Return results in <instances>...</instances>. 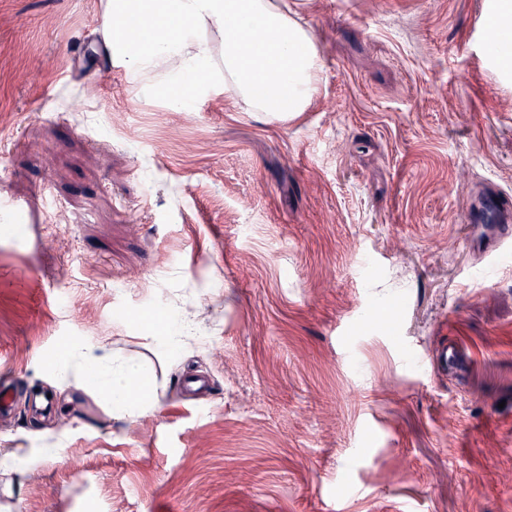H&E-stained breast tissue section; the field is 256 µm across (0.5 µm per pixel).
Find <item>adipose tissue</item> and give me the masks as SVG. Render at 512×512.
Returning a JSON list of instances; mask_svg holds the SVG:
<instances>
[{
	"instance_id": "obj_1",
	"label": "adipose tissue",
	"mask_w": 512,
	"mask_h": 512,
	"mask_svg": "<svg viewBox=\"0 0 512 512\" xmlns=\"http://www.w3.org/2000/svg\"><path fill=\"white\" fill-rule=\"evenodd\" d=\"M490 22L504 34L488 52L499 71L512 72V0H490ZM106 35L130 82L148 87L174 110L215 85L245 112L290 119L307 111L323 61L310 32L285 0H107ZM139 26L124 27L128 17ZM60 371L86 373L117 416L155 407L154 380L136 361L84 342L55 360Z\"/></svg>"
}]
</instances>
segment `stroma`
<instances>
[{"label":"stroma","instance_id":"1","mask_svg":"<svg viewBox=\"0 0 512 512\" xmlns=\"http://www.w3.org/2000/svg\"><path fill=\"white\" fill-rule=\"evenodd\" d=\"M105 4L0 0V512H512V246L474 256L458 190L512 193L486 0H288L324 69L287 121L144 92ZM86 341L156 408L51 367ZM184 327L182 323L174 316H169L167 330L163 336H152L154 346L163 356H173V353L179 349L183 335Z\"/></svg>","mask_w":512,"mask_h":512}]
</instances>
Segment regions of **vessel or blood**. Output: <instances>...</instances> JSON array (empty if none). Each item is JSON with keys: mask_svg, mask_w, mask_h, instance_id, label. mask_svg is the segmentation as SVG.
Segmentation results:
<instances>
[{"mask_svg": "<svg viewBox=\"0 0 512 512\" xmlns=\"http://www.w3.org/2000/svg\"><path fill=\"white\" fill-rule=\"evenodd\" d=\"M470 227L468 245L475 252L496 253L512 244V195L488 186L482 189L476 204L464 213Z\"/></svg>", "mask_w": 512, "mask_h": 512, "instance_id": "1", "label": "vessel or blood"}]
</instances>
